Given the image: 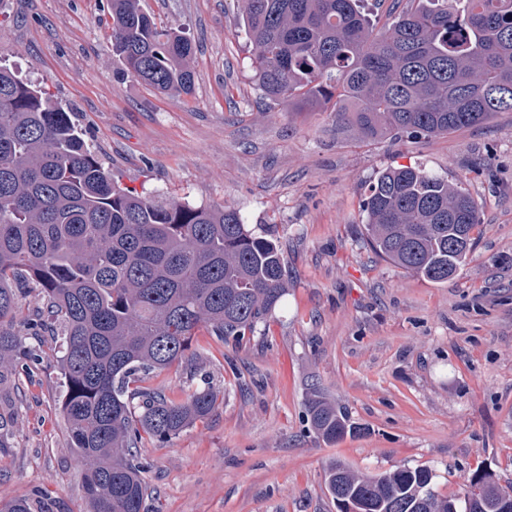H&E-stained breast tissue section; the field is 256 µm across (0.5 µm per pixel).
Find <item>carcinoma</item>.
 I'll return each mask as SVG.
<instances>
[{
	"instance_id": "cac0c4a2",
	"label": "carcinoma",
	"mask_w": 512,
	"mask_h": 512,
	"mask_svg": "<svg viewBox=\"0 0 512 512\" xmlns=\"http://www.w3.org/2000/svg\"><path fill=\"white\" fill-rule=\"evenodd\" d=\"M263 96L297 112L354 106L364 139L446 134L512 112V0H408L375 31L365 0H239ZM112 52L124 75L190 95L193 46L140 0H111ZM362 226L383 261L430 283L452 280L474 249L480 215L458 183L404 166L381 171ZM288 273L276 239L230 207L210 209L121 187L69 112L0 66V388L39 361L23 337L58 336L69 448L84 467L90 512H146L142 435L169 441L218 405L205 386L174 402L150 375L199 359L196 331L243 338L282 301ZM37 307L22 313V299ZM317 438L364 428L309 385ZM427 468L377 474L341 461L327 488L367 512H512V483L478 473L441 497ZM481 485L485 495L473 496ZM0 512H54L36 490Z\"/></svg>"
}]
</instances>
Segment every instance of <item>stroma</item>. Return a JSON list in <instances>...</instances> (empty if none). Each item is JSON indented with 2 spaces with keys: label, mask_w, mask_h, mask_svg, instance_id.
I'll return each mask as SVG.
<instances>
[{
  "label": "stroma",
  "mask_w": 512,
  "mask_h": 512,
  "mask_svg": "<svg viewBox=\"0 0 512 512\" xmlns=\"http://www.w3.org/2000/svg\"><path fill=\"white\" fill-rule=\"evenodd\" d=\"M179 24L196 53L192 95L120 72L109 0H0V59L61 103L122 186L196 206L235 208L271 234L288 292L255 334L198 331L200 370L152 386L182 401L198 385L216 410L167 442L143 440L148 512H338L325 474L432 470L457 496L473 473L512 481V112L432 137L365 140L335 112L269 103L254 82L238 0H141ZM419 165L475 199L476 244L458 276L423 281L381 260L360 232L380 171ZM0 389V499L38 490L88 512L84 471L60 413L52 339ZM365 432L327 444L308 419L310 383Z\"/></svg>",
  "instance_id": "1"
}]
</instances>
